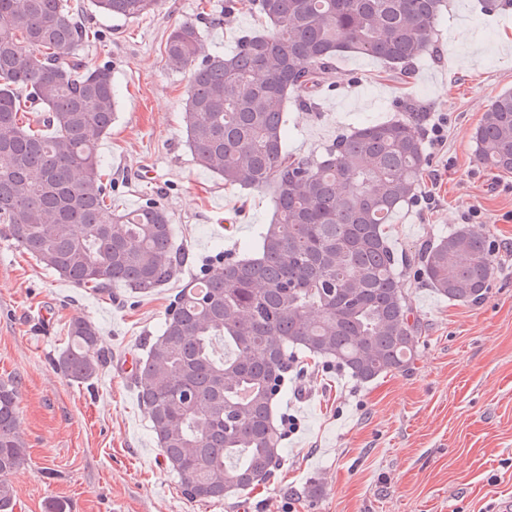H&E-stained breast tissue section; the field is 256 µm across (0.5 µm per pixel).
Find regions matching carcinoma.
Instances as JSON below:
<instances>
[{
	"mask_svg": "<svg viewBox=\"0 0 512 512\" xmlns=\"http://www.w3.org/2000/svg\"><path fill=\"white\" fill-rule=\"evenodd\" d=\"M253 2L269 28L227 55L200 58L193 22L173 27L164 45L167 63L189 70L183 123L196 162L226 185L272 189L274 205L257 245L178 291L132 374L165 462L195 500L274 476L283 448L273 408L298 355L367 384L409 368L421 332L385 231L421 187L418 119L354 127L308 159L285 150V112L290 102L316 109L313 91L342 53L393 65L427 53L443 0ZM91 3L136 21L160 0ZM94 40L71 0H0V223L16 248L80 288L150 293L186 254L154 199L135 211L108 203L97 139L112 129L119 89L110 66L85 55ZM471 137L480 164L512 173V91ZM415 257L430 287L462 303L483 298L495 263L467 224ZM98 341L92 323H69L55 358L64 377H98ZM26 461L16 390L1 383L0 512H11L8 476Z\"/></svg>",
	"mask_w": 512,
	"mask_h": 512,
	"instance_id": "1",
	"label": "carcinoma"
}]
</instances>
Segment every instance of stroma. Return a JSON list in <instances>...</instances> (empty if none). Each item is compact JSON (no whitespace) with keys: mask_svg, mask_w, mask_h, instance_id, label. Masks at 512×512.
<instances>
[{"mask_svg":"<svg viewBox=\"0 0 512 512\" xmlns=\"http://www.w3.org/2000/svg\"><path fill=\"white\" fill-rule=\"evenodd\" d=\"M80 19L101 31L90 59L109 62L120 91L117 117L98 152L112 177V204L139 208L152 198L169 213L188 260L178 277L148 294L114 285L99 295L60 278L19 251L0 224V382L13 383L27 461L10 477L13 512H503L512 504V174L476 159L471 134L492 100L512 90V7L487 13L482 0H446L430 52L409 73L361 55L336 60L317 108L288 106L285 148L321 154L338 134L382 123L404 104L448 121L445 143L428 148L421 188L432 205L394 214L389 243L414 253L474 208L473 226L498 247L483 301L453 303L413 268L405 286L421 324L409 370L358 385L333 366L300 358L278 404L296 414L299 433L283 439L274 479L221 500L181 492L153 437L129 359L157 335L170 299L219 253L243 254L270 221L272 193L225 185L198 166L182 121L187 71L164 61L174 25L206 11L204 53L230 52L261 30L248 0H162L136 22L79 0ZM470 61L458 67L459 58ZM99 330L107 363L87 384L64 378L51 359L68 341L71 319ZM323 486L311 498V482Z\"/></svg>","mask_w":512,"mask_h":512,"instance_id":"35a3bbf8","label":"stroma"}]
</instances>
